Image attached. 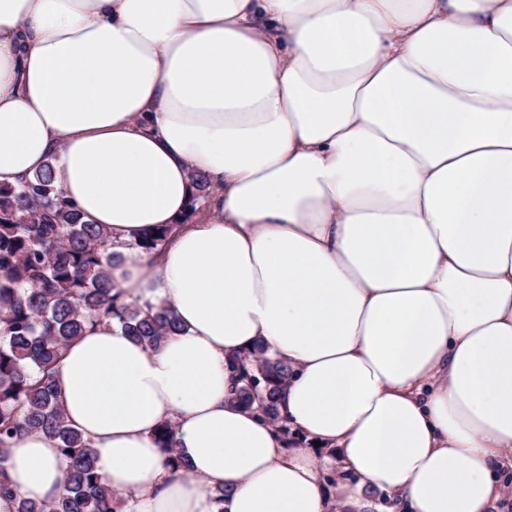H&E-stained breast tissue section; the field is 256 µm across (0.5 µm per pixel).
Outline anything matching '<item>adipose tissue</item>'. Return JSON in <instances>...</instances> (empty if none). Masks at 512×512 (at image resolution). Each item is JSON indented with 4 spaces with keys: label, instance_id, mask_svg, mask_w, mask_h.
<instances>
[{
    "label": "adipose tissue",
    "instance_id": "adipose-tissue-1",
    "mask_svg": "<svg viewBox=\"0 0 512 512\" xmlns=\"http://www.w3.org/2000/svg\"><path fill=\"white\" fill-rule=\"evenodd\" d=\"M48 165L123 302L180 324L157 349L95 326L53 370L126 512L504 500L512 0H0V186ZM259 341L308 448L233 399ZM0 464L17 497L63 491L40 432Z\"/></svg>",
    "mask_w": 512,
    "mask_h": 512
}]
</instances>
